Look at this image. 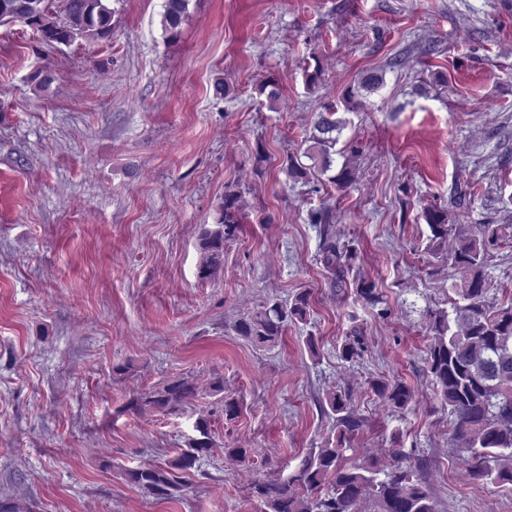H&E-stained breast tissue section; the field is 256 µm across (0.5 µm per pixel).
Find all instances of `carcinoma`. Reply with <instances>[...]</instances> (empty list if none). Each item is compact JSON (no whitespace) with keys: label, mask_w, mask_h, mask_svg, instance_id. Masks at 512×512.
I'll list each match as a JSON object with an SVG mask.
<instances>
[{"label":"carcinoma","mask_w":512,"mask_h":512,"mask_svg":"<svg viewBox=\"0 0 512 512\" xmlns=\"http://www.w3.org/2000/svg\"><path fill=\"white\" fill-rule=\"evenodd\" d=\"M189 0H165L163 27L169 37L179 34ZM0 15H10L30 28L48 47L70 45L78 39L89 42L110 40L112 9L104 0H68L66 14L57 15L54 0H0ZM336 105L329 103L318 113L307 141L306 157L311 167L288 159V173L305 178L308 172L324 175L332 170L331 150L339 142L346 121L336 117ZM340 191L352 185L349 161L328 177ZM432 247L448 240L453 225L448 210L424 209ZM244 214L239 191L226 187L214 227H203L198 238L199 276L216 275L224 266V245L237 239ZM477 233L459 232L448 254L451 267L462 277L450 285L455 297L448 299L451 311L426 309L430 343L428 373L436 395L448 409L453 433L465 440L471 457L467 470L473 479L512 482V302L489 295L492 288L487 259L490 252L509 238L507 226L478 224ZM357 258L356 251L328 247L327 266L336 269V285L342 273ZM311 293L304 289L290 303L266 302L240 318L236 333L257 347L274 346L288 331V324L307 320ZM365 338L357 333L344 337L339 357L351 361L363 357ZM371 389L394 411L404 410L412 401L410 388L401 382L374 380ZM195 396V387L185 378L171 380L132 399L129 408L137 413L179 412ZM335 415L336 444L312 452L298 470L278 483L261 479L251 484V493L269 512H437L434 493L424 476L410 467L397 466L376 477V471L362 465L343 463L349 435L360 427L348 392L336 390L327 397ZM188 438L186 449L164 466L148 465L127 472L129 481L157 497L170 498L183 486L182 475L214 447L209 422L200 419Z\"/></svg>","instance_id":"cac0c4a2"}]
</instances>
